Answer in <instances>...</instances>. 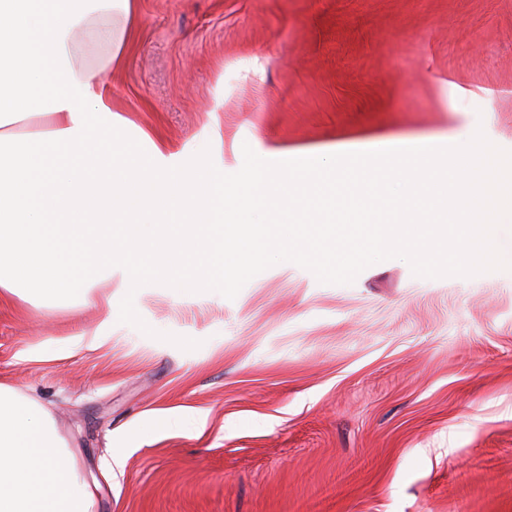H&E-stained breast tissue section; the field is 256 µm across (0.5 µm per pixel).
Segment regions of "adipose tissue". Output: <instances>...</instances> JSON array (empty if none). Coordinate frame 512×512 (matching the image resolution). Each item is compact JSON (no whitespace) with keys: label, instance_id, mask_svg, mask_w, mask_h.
Here are the masks:
<instances>
[{"label":"adipose tissue","instance_id":"adipose-tissue-1","mask_svg":"<svg viewBox=\"0 0 512 512\" xmlns=\"http://www.w3.org/2000/svg\"><path fill=\"white\" fill-rule=\"evenodd\" d=\"M139 0H0V296L52 309L93 303L121 273L127 299L147 282L221 290L268 252L342 273L368 253L467 271L472 243L448 186L498 167L480 126L446 158L389 151L325 169L236 180L154 139L113 108L104 77L123 61ZM67 444L44 409L0 384V512H90Z\"/></svg>","mask_w":512,"mask_h":512}]
</instances>
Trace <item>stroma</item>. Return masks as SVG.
<instances>
[{"label": "stroma", "instance_id": "stroma-1", "mask_svg": "<svg viewBox=\"0 0 512 512\" xmlns=\"http://www.w3.org/2000/svg\"><path fill=\"white\" fill-rule=\"evenodd\" d=\"M106 78L188 161L218 117L228 176L475 123L490 190L512 186V0H140ZM94 293L117 309L101 346L99 306L0 299V383L52 415L92 512H512V268L270 254L221 292L148 282L132 317L120 284Z\"/></svg>", "mask_w": 512, "mask_h": 512}]
</instances>
